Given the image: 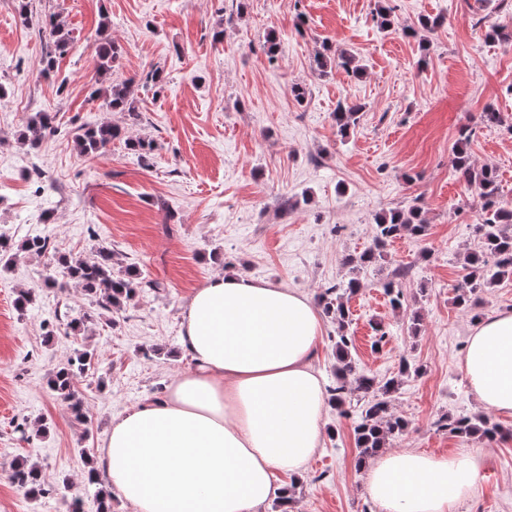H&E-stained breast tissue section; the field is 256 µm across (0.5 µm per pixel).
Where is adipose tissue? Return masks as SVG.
<instances>
[{
	"mask_svg": "<svg viewBox=\"0 0 512 512\" xmlns=\"http://www.w3.org/2000/svg\"><path fill=\"white\" fill-rule=\"evenodd\" d=\"M321 334L301 293L212 276L183 314L191 368L112 421L97 456L112 490L134 512H260L284 495L277 474L303 472L324 433ZM463 371L482 407L512 416L511 311L473 328ZM479 471L474 454L409 448L372 462L366 489L381 512H451Z\"/></svg>",
	"mask_w": 512,
	"mask_h": 512,
	"instance_id": "1",
	"label": "adipose tissue"
}]
</instances>
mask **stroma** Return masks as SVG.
<instances>
[{
	"mask_svg": "<svg viewBox=\"0 0 512 512\" xmlns=\"http://www.w3.org/2000/svg\"><path fill=\"white\" fill-rule=\"evenodd\" d=\"M389 3L386 30L374 0H33L26 23L16 0H0V232L16 244L49 237L59 256L92 258L104 246L164 285L76 335L67 322L90 304L75 286L46 287L44 258L21 253L0 269V512H68L62 482L82 487L113 417L190 367L182 314L211 275L233 271L317 300L347 276L345 258L372 246L381 212L413 205L425 213V237L390 242L386 266L347 300L351 353L358 370L399 382L392 410L408 429L393 449L480 456V476L454 512H512V417L491 414L496 440L438 427L444 416L483 412L462 370L473 313L454 303L463 256L481 246L479 212L454 157L460 130L473 129L470 159L496 168L512 202V45L490 36L512 28V0ZM53 16L73 43L47 80L40 30ZM425 16L442 23L426 39L406 36ZM105 32L120 47L112 82L156 68L167 77L159 97L136 88L139 120L89 97L92 47ZM327 50L353 56L363 76L338 62L319 70L315 57ZM346 100L363 112L343 137L334 112ZM490 108L498 122L484 121ZM44 110L57 130L28 150L18 135ZM99 123L152 140L151 159L119 141L101 158L81 156L74 132ZM397 269L398 309L377 286ZM22 289L34 300L21 309ZM379 325L388 337L377 349ZM84 349L96 365L77 383L81 424L48 374ZM406 362L421 373L401 374ZM357 410L353 397L327 404L317 454L301 476L283 478L296 487L294 512H379L358 463ZM22 460L40 466L41 497L9 481Z\"/></svg>",
	"mask_w": 512,
	"mask_h": 512,
	"instance_id": "obj_1",
	"label": "stroma"
}]
</instances>
